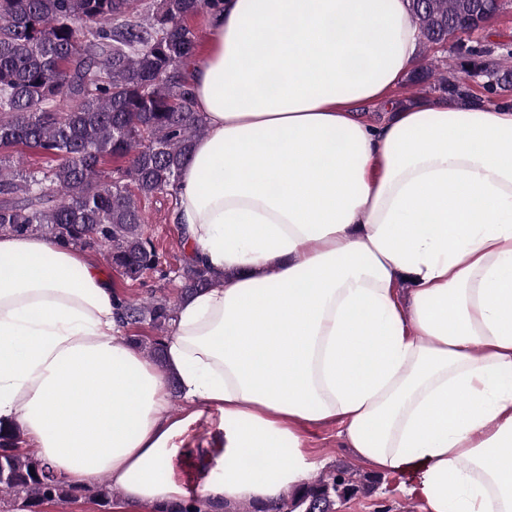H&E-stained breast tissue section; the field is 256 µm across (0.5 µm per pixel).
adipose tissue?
Listing matches in <instances>:
<instances>
[{"mask_svg": "<svg viewBox=\"0 0 512 512\" xmlns=\"http://www.w3.org/2000/svg\"><path fill=\"white\" fill-rule=\"evenodd\" d=\"M192 71L206 134L174 220L217 285L181 301L164 376L117 339L82 252L0 236V426L123 512L181 501L174 438L224 416L214 502H269L336 423L426 512H512V106L422 101L409 0H221Z\"/></svg>", "mask_w": 512, "mask_h": 512, "instance_id": "1", "label": "adipose tissue"}]
</instances>
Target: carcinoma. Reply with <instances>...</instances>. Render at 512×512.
<instances>
[{
  "label": "carcinoma",
  "instance_id": "cac0c4a2",
  "mask_svg": "<svg viewBox=\"0 0 512 512\" xmlns=\"http://www.w3.org/2000/svg\"><path fill=\"white\" fill-rule=\"evenodd\" d=\"M0 0V233L49 234L59 245L102 250L123 278L136 282L156 267L144 236L140 201L177 192L194 142L205 134L193 107L187 70L195 37L187 20L219 0ZM493 0H410L422 54L455 39L456 66H431L411 82L434 79L448 99L468 98L463 81L480 75L491 98L512 88V65L483 61L480 46L461 51L469 19ZM57 161L46 171L16 169L23 150ZM122 164L103 168L107 160ZM181 298L214 284L209 270L188 259ZM174 308L164 297L120 304L124 326L150 322L162 330ZM133 343L164 366L156 339ZM20 435L0 427V491L26 506L77 497L35 454L19 449ZM364 483L348 471L329 473L258 506L244 501L224 512H335L339 495ZM196 496L154 512H202Z\"/></svg>",
  "mask_w": 512,
  "mask_h": 512
}]
</instances>
